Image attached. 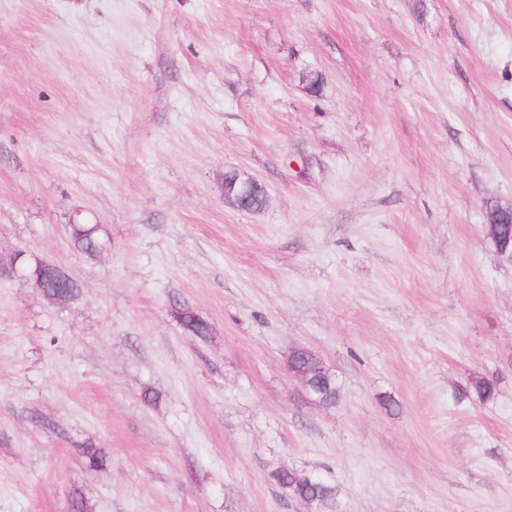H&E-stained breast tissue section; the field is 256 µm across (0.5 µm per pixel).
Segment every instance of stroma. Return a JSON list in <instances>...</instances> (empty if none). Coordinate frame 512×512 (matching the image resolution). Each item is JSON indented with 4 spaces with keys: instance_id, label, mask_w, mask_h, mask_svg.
<instances>
[{
    "instance_id": "35a3bbf8",
    "label": "stroma",
    "mask_w": 512,
    "mask_h": 512,
    "mask_svg": "<svg viewBox=\"0 0 512 512\" xmlns=\"http://www.w3.org/2000/svg\"><path fill=\"white\" fill-rule=\"evenodd\" d=\"M510 200L512 0H0V512H512ZM100 230L96 224H74L70 227V235L74 246L89 257H96L102 249L98 236ZM39 289L43 295L52 302H59L53 300L56 296H65V301L71 302L76 300L80 295V287L75 279H61L59 277L45 278L39 283ZM172 313L180 326L191 336L207 339L211 335V327L207 321L184 302L174 300L171 304ZM291 377L294 378L306 391V393H310L308 388V381L306 378L296 372L290 373ZM312 386L313 390L310 395L320 404L328 405L336 402L338 398L339 389L336 382V378L333 373L330 375L327 374H316L312 378ZM307 473L298 471L293 468H281L272 473L271 478L278 486L288 485L287 490L290 495L294 492L299 493L303 497L313 498L315 496H322L324 507L327 511H332L335 502L334 488L330 485L326 487L319 484H309L307 480Z\"/></svg>"
}]
</instances>
